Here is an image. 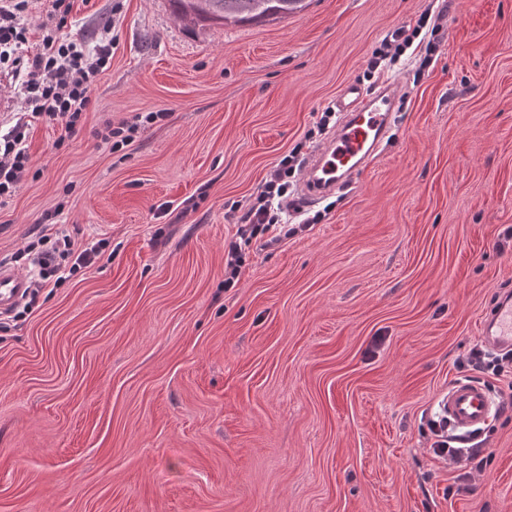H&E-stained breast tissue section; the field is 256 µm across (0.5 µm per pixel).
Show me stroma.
Wrapping results in <instances>:
<instances>
[{
	"label": "stroma",
	"instance_id": "stroma-1",
	"mask_svg": "<svg viewBox=\"0 0 512 512\" xmlns=\"http://www.w3.org/2000/svg\"><path fill=\"white\" fill-rule=\"evenodd\" d=\"M438 17L402 67L385 151L320 223L224 244L272 166L308 156L341 87L394 28ZM111 21L78 131L33 123L0 206V260L56 229L111 258L0 319V512H512V410L482 472L438 459L425 416L512 290V0H306L190 27L170 0H73L63 39ZM162 113L114 150L99 133ZM53 214L51 225L41 222ZM225 253V287L232 288L238 282L241 267L245 264V257L242 253L241 243L237 240H231L227 247L224 246Z\"/></svg>",
	"mask_w": 512,
	"mask_h": 512
}]
</instances>
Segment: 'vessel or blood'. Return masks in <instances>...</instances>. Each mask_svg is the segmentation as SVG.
Here are the masks:
<instances>
[{
    "mask_svg": "<svg viewBox=\"0 0 512 512\" xmlns=\"http://www.w3.org/2000/svg\"><path fill=\"white\" fill-rule=\"evenodd\" d=\"M396 95L391 86L365 90L356 82L345 84L334 107L338 126L309 154L300 190L310 200L333 194L336 188L368 168L383 144L393 117ZM29 278L0 263V314L4 315L28 294ZM482 340L497 351L512 350V297L502 296L480 324ZM448 426L459 438L487 426L498 410L482 384L466 379L454 382L438 401Z\"/></svg>",
    "mask_w": 512,
    "mask_h": 512,
    "instance_id": "vessel-or-blood-1",
    "label": "vessel or blood"
}]
</instances>
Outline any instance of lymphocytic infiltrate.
<instances>
[{
	"instance_id": "obj_1",
	"label": "lymphocytic infiltrate",
	"mask_w": 512,
	"mask_h": 512,
	"mask_svg": "<svg viewBox=\"0 0 512 512\" xmlns=\"http://www.w3.org/2000/svg\"><path fill=\"white\" fill-rule=\"evenodd\" d=\"M29 0H0V67L10 68L20 83L25 111L6 133L0 134V205L5 204L29 169V126L32 120L46 117L58 121L65 136L76 133L83 114L91 104L89 90L97 75L112 57L114 38L110 25H103L94 42L78 39L65 42L44 35L38 52L24 56L27 40L24 14ZM415 32L398 27L388 34L377 57L370 61L368 78L382 80L391 72L406 50L412 46ZM295 161L285 157L278 161L261 185L254 201L239 218L236 240L230 241L225 253V287H234L245 263L244 243L288 226L293 208L291 200ZM105 240L83 246L70 236L59 233L42 235L31 241L26 253L38 269L36 288L42 289L63 281L66 274L91 267L105 254ZM425 426L437 457L463 468L482 470L486 458L481 444L468 450L454 445L446 420L429 419Z\"/></svg>"
}]
</instances>
